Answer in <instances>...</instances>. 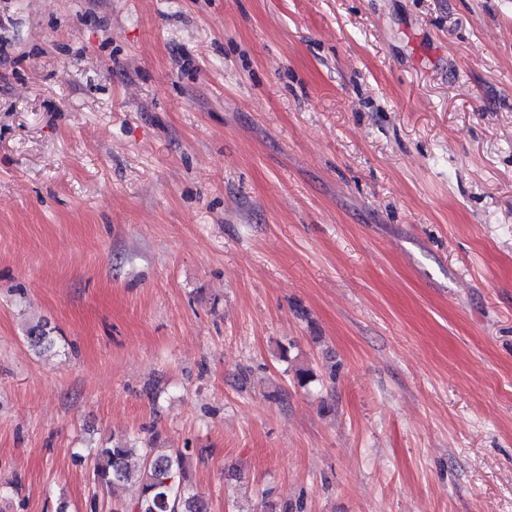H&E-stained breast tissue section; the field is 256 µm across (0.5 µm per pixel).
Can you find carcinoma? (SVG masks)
<instances>
[{
    "label": "carcinoma",
    "mask_w": 512,
    "mask_h": 512,
    "mask_svg": "<svg viewBox=\"0 0 512 512\" xmlns=\"http://www.w3.org/2000/svg\"><path fill=\"white\" fill-rule=\"evenodd\" d=\"M29 344L46 349L52 345L49 331L40 323L26 330ZM185 454L170 453L151 443L138 448L124 441L100 448L96 454L94 481L105 485L131 483L137 496L127 512H210L207 500L186 483Z\"/></svg>",
    "instance_id": "1"
}]
</instances>
